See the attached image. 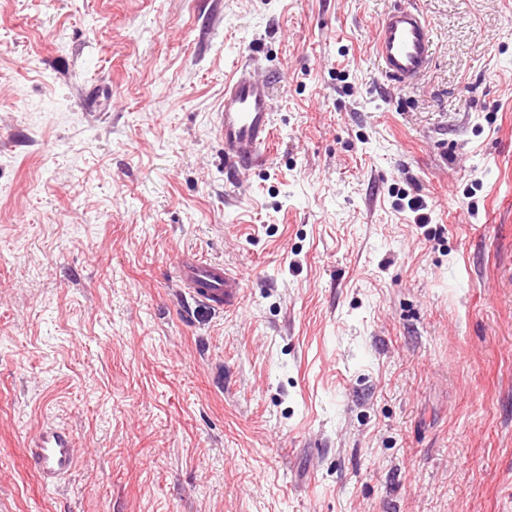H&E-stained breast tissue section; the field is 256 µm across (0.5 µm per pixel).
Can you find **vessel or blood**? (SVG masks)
I'll return each mask as SVG.
<instances>
[{"label":"vessel or blood","instance_id":"b4317fda","mask_svg":"<svg viewBox=\"0 0 512 512\" xmlns=\"http://www.w3.org/2000/svg\"><path fill=\"white\" fill-rule=\"evenodd\" d=\"M433 30L415 5L399 6L377 23L373 51L385 74L406 83L419 77L432 57ZM271 80L242 66L224 87V105L217 114V130L224 141V162L238 170L248 169L262 155L272 135ZM178 277L187 293L210 306L234 308L241 281L223 264L198 258H184ZM31 459L44 484L53 486L70 474L76 452L66 433L44 432Z\"/></svg>","mask_w":512,"mask_h":512}]
</instances>
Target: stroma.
I'll use <instances>...</instances> for the list:
<instances>
[{"mask_svg":"<svg viewBox=\"0 0 512 512\" xmlns=\"http://www.w3.org/2000/svg\"><path fill=\"white\" fill-rule=\"evenodd\" d=\"M399 2L0 0V512H512V0H416L410 83ZM244 64L276 129L237 174ZM372 43L385 74L406 83L419 77L429 65L433 30L417 6H399L378 21ZM271 79L242 66L224 86V105L217 112V130L224 140V163L248 169L263 156L272 135ZM178 277L187 293L212 307L234 308L240 297L241 281L223 264L198 258H184L178 266ZM29 450L34 466L47 486H55L75 468V448L71 447L69 437L64 432L46 430L37 448H29Z\"/></svg>","mask_w":512,"mask_h":512,"instance_id":"stroma-1","label":"stroma"}]
</instances>
